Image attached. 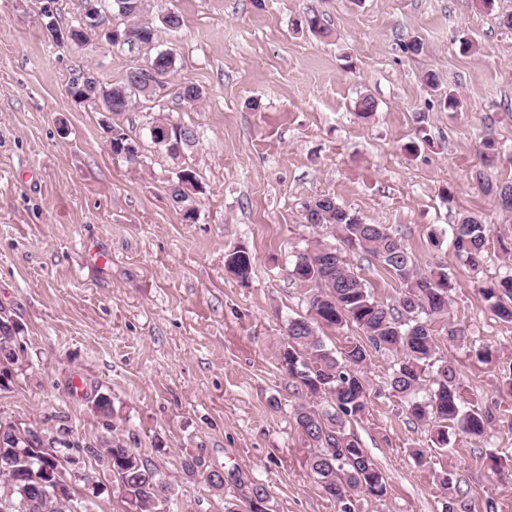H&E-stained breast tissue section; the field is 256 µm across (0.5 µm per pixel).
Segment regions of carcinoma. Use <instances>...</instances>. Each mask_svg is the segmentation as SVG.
Returning a JSON list of instances; mask_svg holds the SVG:
<instances>
[{"label":"carcinoma","instance_id":"obj_1","mask_svg":"<svg viewBox=\"0 0 512 512\" xmlns=\"http://www.w3.org/2000/svg\"><path fill=\"white\" fill-rule=\"evenodd\" d=\"M128 3L123 16L132 26L134 39L151 44L156 27L143 20L145 0H124ZM304 27L316 37L326 38L330 29L316 11L304 15ZM149 69L167 83L176 68L173 55L158 53L149 61ZM144 68L130 71L126 79L115 82L112 111L126 112L131 105L130 86L143 80ZM195 129L179 125L171 129L170 140L190 151L197 140L189 139ZM474 178L479 188L498 201L512 200V182L494 185L477 170ZM302 216L306 223L333 228L341 246L318 242L295 255L291 276L315 285L307 296L304 316L289 319L287 353L280 363L288 378L313 397L323 399L316 405L300 404L295 410L297 425L315 451L308 461L315 484L325 495L344 503L343 512H353L351 497L381 498L387 493L384 475L371 456L362 448L351 426L369 411L370 395L361 368L370 350L394 353L397 361L391 375V388L405 402L407 417L430 426V441L439 449L448 447L449 429L456 426L465 434L481 436L499 422L487 409H465L456 369L448 361L436 359V336L432 323L448 320L452 307V285L447 267L438 263L428 271L417 269L402 238L383 224H367L330 196L316 197L304 203ZM453 246L457 257L477 269L489 240L490 228L472 214L462 215L451 225ZM354 249L393 270L403 281L404 289L396 303L383 304L374 299L364 281L352 271L342 256V247ZM487 308L500 320L512 323V276L479 286ZM343 329L354 326L366 342L351 341L343 357L326 348L316 328ZM19 326L8 316H0V373L12 377L19 360L14 348ZM425 395H420V392ZM41 444L51 449L46 457L32 454L15 423L0 420V444L4 459L0 465V493L4 482L20 483L38 496L37 505L28 509L17 494L8 512H54L55 497L45 493L42 484L48 481L47 470H61L58 478L66 486L75 512H91L90 502L82 498L64 465L71 451L85 452L95 458L112 476L124 502L133 512H162L159 494L172 492V484L154 466L124 446L120 440L106 437L100 447L59 441L42 433ZM249 512H268L269 494L264 486L234 478ZM447 491L446 512H469L468 504L457 499L449 478H442Z\"/></svg>","mask_w":512,"mask_h":512}]
</instances>
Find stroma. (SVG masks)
Returning a JSON list of instances; mask_svg holds the SVG:
<instances>
[{
    "label": "stroma",
    "mask_w": 512,
    "mask_h": 512,
    "mask_svg": "<svg viewBox=\"0 0 512 512\" xmlns=\"http://www.w3.org/2000/svg\"><path fill=\"white\" fill-rule=\"evenodd\" d=\"M82 9L83 0H0V310L21 328L0 419L87 443L119 436L167 476L176 512H224L236 489H212L211 471L264 486L271 512H341L311 479L294 416L306 396L278 361L310 293L290 276L293 257L332 239L302 217L322 195L391 227L419 269L447 265L451 320L465 338L449 340L435 322L437 357L455 365L465 407L512 415V395L496 384L512 367V323L490 313L476 285L512 275L498 245L512 236V213L471 177L491 140L505 159L486 175L512 182V31L499 23L512 0L489 10L477 0H152V48L54 43L47 19L66 27ZM312 10L329 38L297 28ZM170 12L183 19L178 30L160 24ZM413 41L419 52L407 51ZM159 50L176 59L159 100L114 113L71 98L82 72L108 85ZM428 72L438 90L458 92L459 111L442 109ZM184 82L202 89L200 101L177 98ZM364 94L377 106L368 119L354 109ZM160 116L199 135L186 155L200 184L192 223L171 198L174 163L150 137ZM109 125L137 142V164L112 154ZM461 214L491 228L476 273L453 252L449 226ZM240 246L254 257L245 283L224 266ZM343 256L376 300L394 304V273L357 251ZM483 346L496 361L477 360ZM395 360L374 352L363 368L370 409L353 430L387 494L357 499L355 512H443L445 474L471 512L490 501L512 512V434L458 432L435 448L390 387ZM100 395L112 401L111 420L94 409ZM492 452L501 472L487 464ZM187 458L199 464L191 476ZM69 469L94 512H128L92 456L77 453Z\"/></svg>",
    "instance_id": "obj_1"
}]
</instances>
